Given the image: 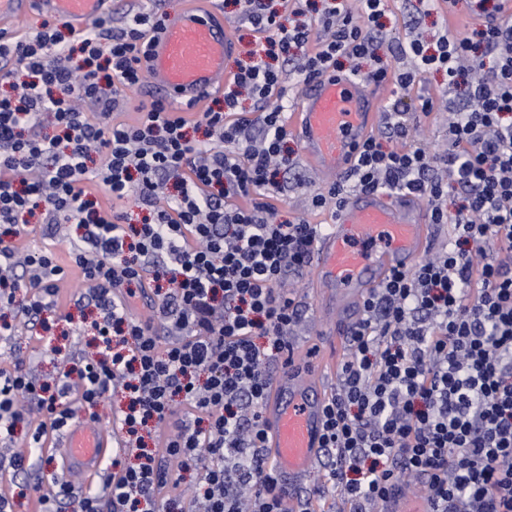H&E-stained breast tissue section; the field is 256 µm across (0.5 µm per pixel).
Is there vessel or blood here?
Returning a JSON list of instances; mask_svg holds the SVG:
<instances>
[{"mask_svg": "<svg viewBox=\"0 0 512 512\" xmlns=\"http://www.w3.org/2000/svg\"><path fill=\"white\" fill-rule=\"evenodd\" d=\"M109 5L110 0H0V25L33 8L84 25ZM234 49L227 25L201 0H182L151 52L148 82L179 111H199L208 93L230 83ZM382 93V85L334 75L311 82L301 93L290 126L300 136L307 161L326 180L344 175L359 146L380 124ZM430 229L413 199L351 192L321 237L306 278L323 303H362L391 271L426 257ZM326 400L318 366L301 358H290L271 381L262 415L264 445L277 473L302 477L313 469L325 432ZM112 441V433L94 418L75 417L63 437L64 470L100 471Z\"/></svg>", "mask_w": 512, "mask_h": 512, "instance_id": "vessel-or-blood-1", "label": "vessel or blood"}]
</instances>
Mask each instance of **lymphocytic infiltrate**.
Instances as JSON below:
<instances>
[{"label": "lymphocytic infiltrate", "mask_w": 512, "mask_h": 512, "mask_svg": "<svg viewBox=\"0 0 512 512\" xmlns=\"http://www.w3.org/2000/svg\"><path fill=\"white\" fill-rule=\"evenodd\" d=\"M239 19L278 48L302 81L327 73L392 80L409 89L424 75L445 89L418 99L430 115L452 93L444 152H432L401 101L387 103L381 132L359 147L348 174L310 198L340 208L354 189L412 196L428 221L450 229L444 247L391 272L362 304L348 354L325 408L320 447L345 512H376L391 495L422 482L428 512H512V16L499 0L482 28L436 34L435 47L407 34L405 65H377L376 26L384 0L357 11L329 8L319 28L289 25L308 0H235ZM164 16L138 0L122 27L92 22L77 43L50 23L29 37L0 33V82L28 73L17 96L0 94V310L30 329L49 330L67 278L52 251L21 249L29 217L44 236L63 237L79 271L77 303L94 306L97 351L59 358L40 380L22 364L0 370V442L18 423L34 449L66 429L77 409L109 391L127 394L120 413L124 455L113 459L107 495L72 483L43 493L20 480L24 456L0 453V472L40 512L69 500L73 512H146L171 505L178 473L196 470L201 512H311L312 498L289 501L262 453V404L269 360L289 353L301 322L295 298L280 291L311 263L322 225L278 220L288 88L263 58L238 64L222 99L198 122L166 102L139 103L126 122L118 108L148 73ZM256 101L239 105L241 90ZM52 123L57 135L43 134ZM463 196L456 211L448 197ZM134 199L133 222L122 208ZM77 233L63 235L64 225ZM150 289L167 324L130 314L126 300ZM265 344H258V337Z\"/></svg>", "instance_id": "1"}]
</instances>
